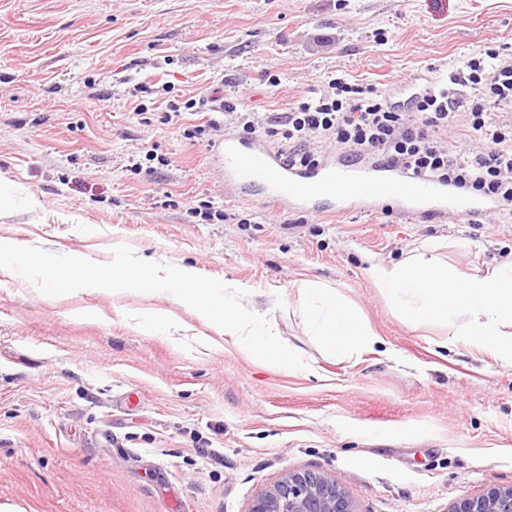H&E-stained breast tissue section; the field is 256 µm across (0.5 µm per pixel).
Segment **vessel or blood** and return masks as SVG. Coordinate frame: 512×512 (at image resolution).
I'll return each instance as SVG.
<instances>
[{"label": "vessel or blood", "instance_id": "1", "mask_svg": "<svg viewBox=\"0 0 512 512\" xmlns=\"http://www.w3.org/2000/svg\"><path fill=\"white\" fill-rule=\"evenodd\" d=\"M224 166V181L236 195L263 188L279 211L317 214L318 198L337 199V212H374L396 204L411 217L451 216L482 222L493 214V200L476 198L436 179L384 168L375 162L328 160L311 170L289 166L281 150L259 138L225 134L215 147Z\"/></svg>", "mask_w": 512, "mask_h": 512}]
</instances>
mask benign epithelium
Returning <instances> with one entry per match:
<instances>
[{
	"instance_id": "benign-epithelium-1",
	"label": "benign epithelium",
	"mask_w": 512,
	"mask_h": 512,
	"mask_svg": "<svg viewBox=\"0 0 512 512\" xmlns=\"http://www.w3.org/2000/svg\"><path fill=\"white\" fill-rule=\"evenodd\" d=\"M249 512H353L346 492L336 480L321 473L284 475L259 496ZM450 512H512V487H493L463 499Z\"/></svg>"
}]
</instances>
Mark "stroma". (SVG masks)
<instances>
[{"instance_id":"obj_1","label":"stroma","mask_w":512,"mask_h":512,"mask_svg":"<svg viewBox=\"0 0 512 512\" xmlns=\"http://www.w3.org/2000/svg\"><path fill=\"white\" fill-rule=\"evenodd\" d=\"M488 48L512 62V0H0V182L32 199L0 237L99 263L125 244L247 284L311 366L271 369L164 294L48 296L0 272V512H249L289 472L331 476L354 512L512 486V363L402 322L364 274L430 242L465 273L511 259L512 214L279 212L225 189L213 112L156 118L200 92L284 112L334 75L394 99ZM308 279L383 351L329 356L299 313ZM149 309L178 326L139 330Z\"/></svg>"}]
</instances>
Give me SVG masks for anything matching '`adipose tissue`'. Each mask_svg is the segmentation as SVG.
<instances>
[{
	"label": "adipose tissue",
	"mask_w": 512,
	"mask_h": 512,
	"mask_svg": "<svg viewBox=\"0 0 512 512\" xmlns=\"http://www.w3.org/2000/svg\"><path fill=\"white\" fill-rule=\"evenodd\" d=\"M366 264L368 279L391 296L400 320L449 324L455 340L512 362V261L465 277L432 248L396 264L372 256ZM299 295L307 329L331 355L348 356L378 344V336L335 288L304 280Z\"/></svg>",
	"instance_id": "1"
}]
</instances>
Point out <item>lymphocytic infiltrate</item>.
<instances>
[{
	"label": "lymphocytic infiltrate",
	"instance_id": "obj_1",
	"mask_svg": "<svg viewBox=\"0 0 512 512\" xmlns=\"http://www.w3.org/2000/svg\"><path fill=\"white\" fill-rule=\"evenodd\" d=\"M493 49L468 57L445 77L413 93L406 106L375 87L334 77L320 96L271 116L241 112L232 98L220 106L247 136L284 142L289 165L318 164L317 144L367 154L381 163L428 176L505 201L512 200V123L491 124L492 107L512 105V64L498 61ZM463 127L478 149L444 144L440 134Z\"/></svg>",
	"mask_w": 512,
	"mask_h": 512
}]
</instances>
